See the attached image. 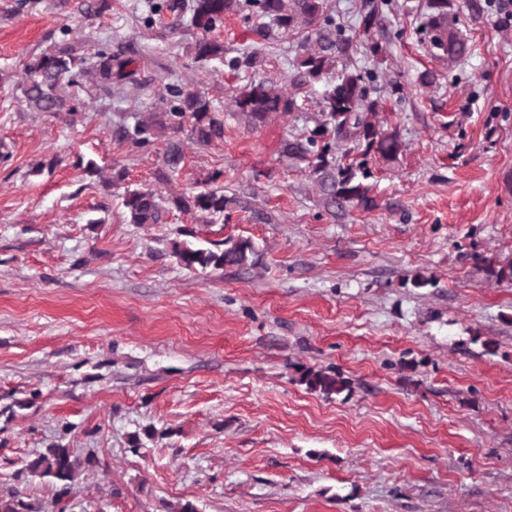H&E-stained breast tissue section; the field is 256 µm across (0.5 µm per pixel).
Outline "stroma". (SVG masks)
Returning <instances> with one entry per match:
<instances>
[{
	"instance_id": "35a3bbf8",
	"label": "stroma",
	"mask_w": 512,
	"mask_h": 512,
	"mask_svg": "<svg viewBox=\"0 0 512 512\" xmlns=\"http://www.w3.org/2000/svg\"><path fill=\"white\" fill-rule=\"evenodd\" d=\"M82 2L0 0V491L58 512L54 487L16 472L60 443L99 459L67 512H512V284L480 263L512 260V0H448L469 45L456 61L418 34L429 0H391L381 53L352 52L403 142L371 165L370 209L332 206L282 152L324 84L260 125L231 103L252 77L289 86L296 37L227 13L214 39L260 64L215 73L194 62L195 31L144 28L157 0L97 16ZM64 40L123 53L140 85L89 78L74 111L29 110L24 65ZM189 82L223 108L224 138L185 142L163 182L164 139L114 131ZM217 169L236 200L223 221L130 223L125 190L189 195ZM228 238L251 239L257 265L193 272L172 255ZM419 270L434 285L406 284ZM300 366L340 369L351 394L307 390Z\"/></svg>"
}]
</instances>
